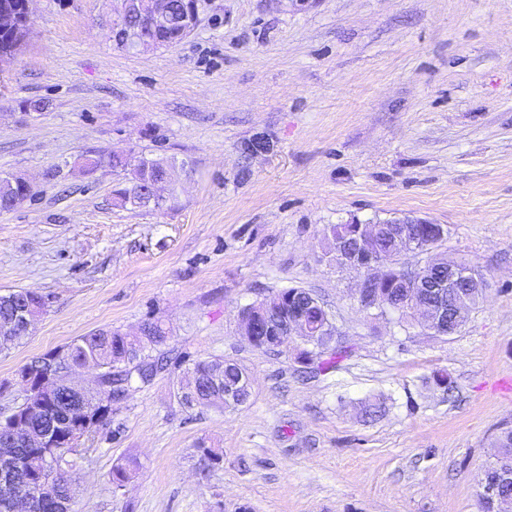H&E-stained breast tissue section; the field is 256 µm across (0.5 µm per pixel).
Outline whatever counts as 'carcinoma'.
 I'll use <instances>...</instances> for the list:
<instances>
[{"label":"carcinoma","mask_w":512,"mask_h":512,"mask_svg":"<svg viewBox=\"0 0 512 512\" xmlns=\"http://www.w3.org/2000/svg\"><path fill=\"white\" fill-rule=\"evenodd\" d=\"M172 25L166 33L168 44L180 42L187 33L181 23L191 7V0H174ZM125 174L127 185L115 190L118 202L134 208L142 207L139 190L169 174V162L164 157H135L127 150H113L97 156ZM32 198V187L13 175L0 176V200L9 199L17 207ZM353 224H331L324 240L327 248L335 249L336 241L353 233ZM389 299L401 303L398 321L412 317L409 301L414 298L413 286L396 284L388 278L381 288ZM313 292L305 288H286L260 301L271 317L279 320L293 313L304 314L317 332L325 337L329 328L326 309L320 302H312ZM47 298L29 290H12L0 294V350L23 338L16 312L22 310L33 322L43 312ZM167 331L161 321L148 318L138 332L128 335L118 329L102 328L80 336L70 343L44 354L25 365L18 373L23 387V401L12 413L32 433L49 435L42 446L24 440H14L7 429H0V464L8 468L10 485L0 487V512H70L76 495L71 483L74 448L70 439L78 434L86 438L95 435L112 422V403L129 395L133 385L147 386L168 367L165 356L154 357L151 352L165 343ZM123 362L124 372L112 370L113 362ZM98 369L99 382L93 388L81 383L86 364ZM212 365L209 360L192 363L178 379L175 394L192 386L195 378ZM498 455L512 460V428L497 434ZM139 468L130 458L112 467L111 481L116 487L125 486Z\"/></svg>","instance_id":"cac0c4a2"}]
</instances>
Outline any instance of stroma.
<instances>
[{
	"label": "stroma",
	"mask_w": 512,
	"mask_h": 512,
	"mask_svg": "<svg viewBox=\"0 0 512 512\" xmlns=\"http://www.w3.org/2000/svg\"><path fill=\"white\" fill-rule=\"evenodd\" d=\"M111 13L37 0L0 73V172L34 193L0 212V290L49 299L0 352V409L24 365L151 317L167 356L234 361L252 387L224 411L180 406L173 366L133 388L82 445L72 512H480L512 426V0H209L141 55L113 47ZM118 148L175 160L167 208L115 206L111 167L81 165ZM403 215L446 225L439 253L487 282L454 335L363 310L324 248L327 225ZM293 286L341 333L328 366L237 333L241 307Z\"/></svg>",
	"instance_id": "35a3bbf8"
}]
</instances>
